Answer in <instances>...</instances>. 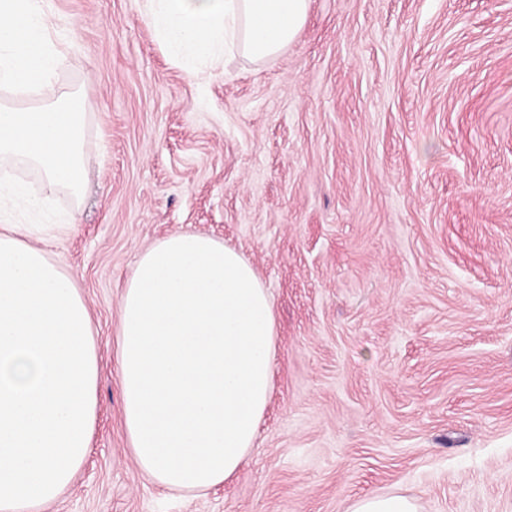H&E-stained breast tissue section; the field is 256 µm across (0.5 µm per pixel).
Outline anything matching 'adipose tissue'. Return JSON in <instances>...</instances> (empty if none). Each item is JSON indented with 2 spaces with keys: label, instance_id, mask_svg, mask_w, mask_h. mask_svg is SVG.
I'll list each match as a JSON object with an SVG mask.
<instances>
[{
  "label": "adipose tissue",
  "instance_id": "ef3b65f1",
  "mask_svg": "<svg viewBox=\"0 0 512 512\" xmlns=\"http://www.w3.org/2000/svg\"><path fill=\"white\" fill-rule=\"evenodd\" d=\"M150 27L190 73L235 47L273 56L309 0H146ZM277 323L251 263L176 233L148 247L122 292L116 341L123 433L159 486L200 492L245 465L273 387Z\"/></svg>",
  "mask_w": 512,
  "mask_h": 512
}]
</instances>
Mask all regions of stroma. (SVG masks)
<instances>
[{
    "label": "stroma",
    "mask_w": 512,
    "mask_h": 512,
    "mask_svg": "<svg viewBox=\"0 0 512 512\" xmlns=\"http://www.w3.org/2000/svg\"><path fill=\"white\" fill-rule=\"evenodd\" d=\"M60 91L90 112L75 229L49 250L99 360L89 454L41 512H512V0H310L299 38L196 77L142 0H43ZM241 253L275 304L273 390L244 468L167 491L122 430L115 343L139 254ZM352 512H419L416 502L398 494L374 495L359 499Z\"/></svg>",
    "instance_id": "1"
}]
</instances>
